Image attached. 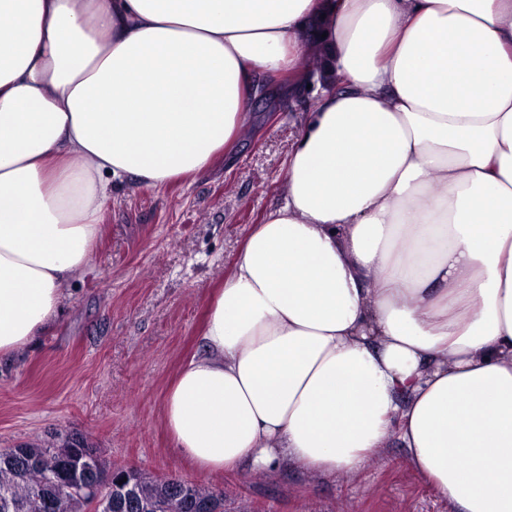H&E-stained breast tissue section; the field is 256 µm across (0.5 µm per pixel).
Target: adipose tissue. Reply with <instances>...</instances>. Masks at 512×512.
<instances>
[{"mask_svg": "<svg viewBox=\"0 0 512 512\" xmlns=\"http://www.w3.org/2000/svg\"><path fill=\"white\" fill-rule=\"evenodd\" d=\"M324 91L169 386L210 475L359 471L390 438L512 512V0H0V357L44 335L114 184L232 150L260 77Z\"/></svg>", "mask_w": 512, "mask_h": 512, "instance_id": "obj_1", "label": "adipose tissue"}]
</instances>
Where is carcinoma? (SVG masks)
<instances>
[{
  "mask_svg": "<svg viewBox=\"0 0 512 512\" xmlns=\"http://www.w3.org/2000/svg\"><path fill=\"white\" fill-rule=\"evenodd\" d=\"M94 455V469L86 468L84 455ZM82 470L86 478L95 471L112 469L130 476L131 489L112 507L97 506L63 489L57 477L64 465ZM65 497L71 512H224V493L188 481L160 478L150 473L110 466L99 451L79 436L59 444H20L0 451V512H45L46 495Z\"/></svg>",
  "mask_w": 512,
  "mask_h": 512,
  "instance_id": "cac0c4a2",
  "label": "carcinoma"
}]
</instances>
